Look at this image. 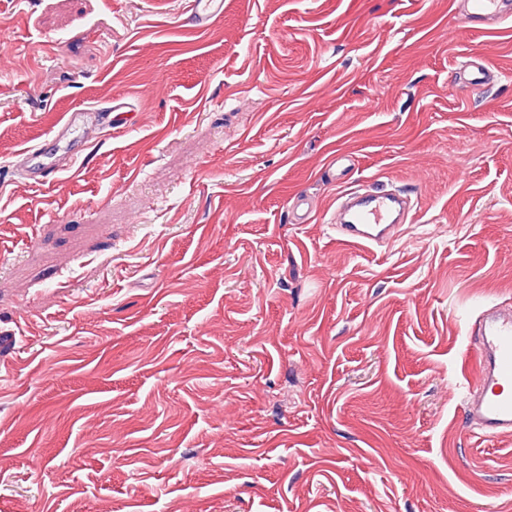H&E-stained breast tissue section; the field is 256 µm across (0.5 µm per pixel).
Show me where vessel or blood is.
I'll list each match as a JSON object with an SVG mask.
<instances>
[{"label": "vessel or blood", "mask_w": 512, "mask_h": 512, "mask_svg": "<svg viewBox=\"0 0 512 512\" xmlns=\"http://www.w3.org/2000/svg\"><path fill=\"white\" fill-rule=\"evenodd\" d=\"M461 13L471 31L485 33L512 18V0H460ZM224 13V0H192L190 24L208 28ZM496 76L482 57L471 56L458 69L457 88L471 92L486 87ZM412 193L401 189H343L336 198L331 224L349 246L377 248L399 237L411 223ZM473 351L474 378L464 395V414L479 436L512 434V305L480 309L467 331Z\"/></svg>", "instance_id": "b4317fda"}]
</instances>
